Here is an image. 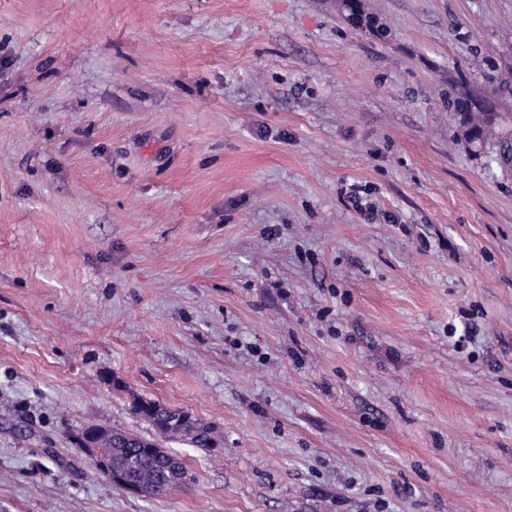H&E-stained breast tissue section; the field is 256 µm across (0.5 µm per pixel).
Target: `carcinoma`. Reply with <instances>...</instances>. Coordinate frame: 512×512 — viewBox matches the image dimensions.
Wrapping results in <instances>:
<instances>
[{
	"mask_svg": "<svg viewBox=\"0 0 512 512\" xmlns=\"http://www.w3.org/2000/svg\"><path fill=\"white\" fill-rule=\"evenodd\" d=\"M353 22L378 37L387 31L373 19L362 16L359 0H345ZM482 101L466 93L448 94V109L456 113L465 140L471 145L484 146L487 141L485 126L491 123L490 114L477 115ZM133 410L149 422L153 435L149 438L130 432L118 425L104 426L92 423L84 428L94 447L109 449L112 469L120 471L145 489L147 495H162L169 490L187 485L191 474L181 459L163 446L177 441L192 448H212L219 435L214 426L192 416L182 409H171L150 399L136 398Z\"/></svg>",
	"mask_w": 512,
	"mask_h": 512,
	"instance_id": "1",
	"label": "carcinoma"
}]
</instances>
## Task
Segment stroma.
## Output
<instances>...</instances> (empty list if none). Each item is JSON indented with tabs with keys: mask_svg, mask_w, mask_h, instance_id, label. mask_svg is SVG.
<instances>
[{
	"mask_svg": "<svg viewBox=\"0 0 512 512\" xmlns=\"http://www.w3.org/2000/svg\"><path fill=\"white\" fill-rule=\"evenodd\" d=\"M0 0V512H512V0ZM358 188L380 216L347 199ZM223 436L191 482L69 440ZM448 109L456 112L459 125L463 129L465 140L471 144H478L483 147L486 144L487 136L485 126L491 123V113H478L483 102L480 99L471 97L467 93L454 91L448 94ZM480 114H483L480 118ZM172 409V410H171ZM133 410L149 422L152 437H144L118 425L104 426L97 423L83 429L94 447L87 448L86 441L80 448L88 460L102 464L104 451L109 448L112 470L120 471L131 481L145 489V495H162L169 490L187 485L191 479L188 468L172 454L163 443L183 442L192 448H214L219 435L214 426L192 416L182 409H173L150 399L134 398ZM185 419V423L171 426V421ZM146 448L155 451H147Z\"/></svg>",
	"mask_w": 512,
	"mask_h": 512,
	"instance_id": "stroma-1",
	"label": "stroma"
}]
</instances>
